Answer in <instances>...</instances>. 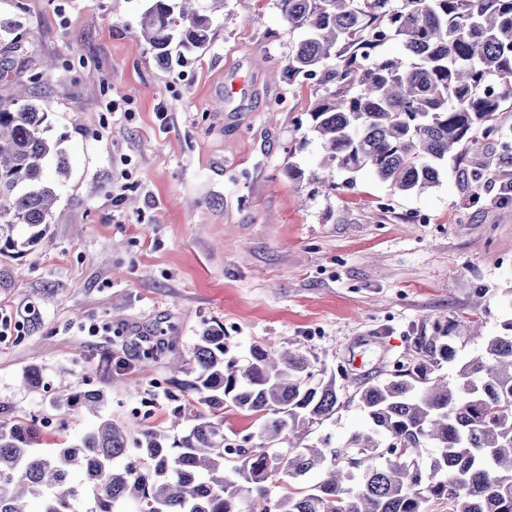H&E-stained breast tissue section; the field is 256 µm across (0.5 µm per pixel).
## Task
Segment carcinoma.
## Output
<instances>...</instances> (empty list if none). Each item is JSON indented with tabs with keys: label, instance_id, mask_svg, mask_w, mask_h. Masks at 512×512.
<instances>
[{
	"label": "carcinoma",
	"instance_id": "1",
	"mask_svg": "<svg viewBox=\"0 0 512 512\" xmlns=\"http://www.w3.org/2000/svg\"><path fill=\"white\" fill-rule=\"evenodd\" d=\"M150 0L138 46L159 64L197 55L209 43L213 7ZM277 0L302 33L280 71L325 87L310 112L325 151L321 168L373 171L399 191L439 181L448 153H480L499 135L512 99V0ZM398 40L409 64L380 47ZM35 96L0 106V253L33 249L47 235L56 185L69 165ZM55 161L54 175L48 174ZM488 167L463 169L477 194ZM24 225L29 235L15 237ZM412 355L355 392L366 425L338 446L302 433L343 405L348 373L327 376L297 349L261 344L230 353L224 327H205L176 368L177 405L167 428L133 429L104 415L102 391L59 395L53 405L85 408L98 424L58 448L33 421L0 423V512H512V322L456 359L448 320L412 339ZM260 422L224 435V409ZM281 492L273 494L274 489Z\"/></svg>",
	"mask_w": 512,
	"mask_h": 512
}]
</instances>
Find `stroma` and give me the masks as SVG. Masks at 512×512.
Listing matches in <instances>:
<instances>
[{"mask_svg":"<svg viewBox=\"0 0 512 512\" xmlns=\"http://www.w3.org/2000/svg\"><path fill=\"white\" fill-rule=\"evenodd\" d=\"M148 0H0L23 31L0 104L35 88L70 166L57 189L49 246L0 256V312L21 327L0 342V422L54 428L61 393L101 390L105 413L169 426L172 352L190 354L205 325L233 350L297 348L315 369L347 371V394L407 359L413 336L458 323V359L512 321V201L492 183L461 185L473 155L449 154L426 191L399 192L371 171L309 180L323 151L309 112L315 81L277 77L298 32L275 0H224L200 55L158 64L137 46ZM251 82L224 102V76ZM149 330L146 356L131 343ZM39 387L23 385L30 368ZM356 402L306 443L343 442L362 426Z\"/></svg>","mask_w":512,"mask_h":512,"instance_id":"1","label":"stroma"}]
</instances>
